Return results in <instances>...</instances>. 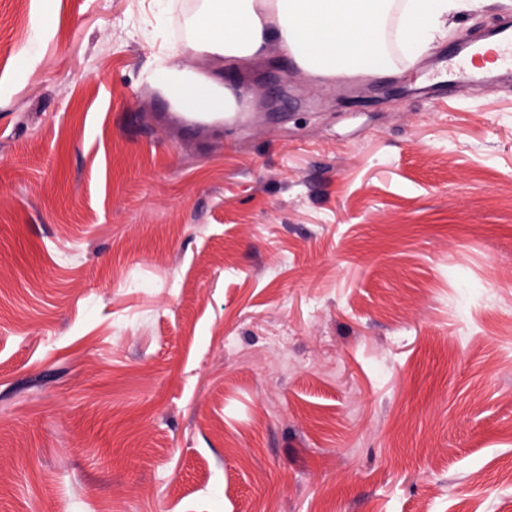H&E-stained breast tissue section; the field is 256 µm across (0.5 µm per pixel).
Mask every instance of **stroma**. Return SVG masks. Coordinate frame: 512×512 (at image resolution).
I'll list each match as a JSON object with an SVG mask.
<instances>
[{
  "label": "stroma",
  "instance_id": "obj_1",
  "mask_svg": "<svg viewBox=\"0 0 512 512\" xmlns=\"http://www.w3.org/2000/svg\"><path fill=\"white\" fill-rule=\"evenodd\" d=\"M185 3L235 124L148 0H0V512H512V80H423L512 0L348 90ZM180 54L181 50L176 46H160L157 66L149 73L148 80L161 88L176 107L188 111L189 118L195 123L221 120L225 124L234 123L240 113L235 112L230 90L217 78L199 77L182 69Z\"/></svg>",
  "mask_w": 512,
  "mask_h": 512
}]
</instances>
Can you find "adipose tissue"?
<instances>
[{
	"mask_svg": "<svg viewBox=\"0 0 512 512\" xmlns=\"http://www.w3.org/2000/svg\"><path fill=\"white\" fill-rule=\"evenodd\" d=\"M392 0H203L191 20L197 36L191 47L223 58L233 67L259 53L271 40L280 41L295 63L315 77L346 73L377 74L391 60L378 40L382 19ZM475 0H407L403 16L404 44L418 52L443 31L454 4ZM181 51L160 49L149 81L171 102L188 112L235 111L230 90L216 78L182 69Z\"/></svg>",
	"mask_w": 512,
	"mask_h": 512,
	"instance_id": "obj_1",
	"label": "adipose tissue"
}]
</instances>
